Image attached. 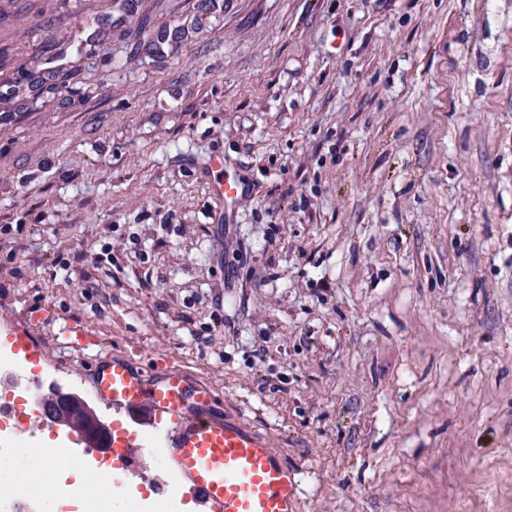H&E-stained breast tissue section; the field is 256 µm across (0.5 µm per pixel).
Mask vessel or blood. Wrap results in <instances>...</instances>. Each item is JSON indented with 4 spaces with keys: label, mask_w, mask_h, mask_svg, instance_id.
Wrapping results in <instances>:
<instances>
[{
    "label": "vessel or blood",
    "mask_w": 512,
    "mask_h": 512,
    "mask_svg": "<svg viewBox=\"0 0 512 512\" xmlns=\"http://www.w3.org/2000/svg\"><path fill=\"white\" fill-rule=\"evenodd\" d=\"M210 189L223 201L213 223H232L239 200L251 192L241 176H228L223 155L212 158ZM38 321L11 333L14 350L35 359ZM98 398L112 407L111 422L72 427L86 448L112 450L114 479L134 472L148 451L174 466L192 498L208 512H303L297 468L235 409L215 403L213 390L174 360L142 370L122 354L85 372Z\"/></svg>",
    "instance_id": "vessel-or-blood-1"
}]
</instances>
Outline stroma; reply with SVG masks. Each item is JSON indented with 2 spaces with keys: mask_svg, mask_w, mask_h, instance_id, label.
<instances>
[{
  "mask_svg": "<svg viewBox=\"0 0 512 512\" xmlns=\"http://www.w3.org/2000/svg\"><path fill=\"white\" fill-rule=\"evenodd\" d=\"M136 4L0 0V310L176 357L306 512H512V0ZM209 171L212 173L211 192L213 196L224 202V208L214 212L212 223L231 224L237 203L251 193V185L240 175L228 176L223 154L216 155L211 159Z\"/></svg>",
  "mask_w": 512,
  "mask_h": 512,
  "instance_id": "1",
  "label": "stroma"
}]
</instances>
